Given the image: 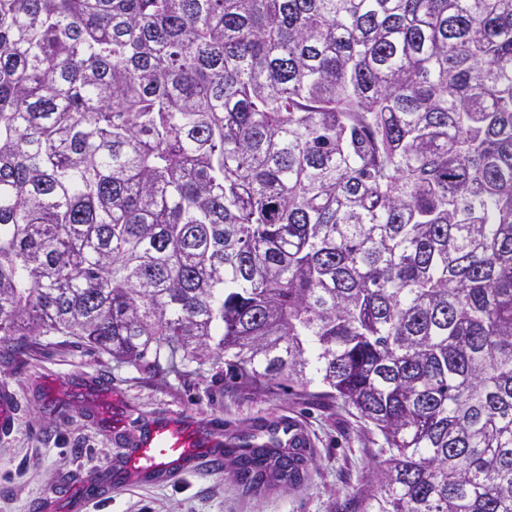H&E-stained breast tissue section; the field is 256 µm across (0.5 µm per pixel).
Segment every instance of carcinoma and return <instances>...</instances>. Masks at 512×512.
<instances>
[{
  "instance_id": "obj_1",
  "label": "carcinoma",
  "mask_w": 512,
  "mask_h": 512,
  "mask_svg": "<svg viewBox=\"0 0 512 512\" xmlns=\"http://www.w3.org/2000/svg\"><path fill=\"white\" fill-rule=\"evenodd\" d=\"M50 335L319 383L362 512H512V0H0V346Z\"/></svg>"
}]
</instances>
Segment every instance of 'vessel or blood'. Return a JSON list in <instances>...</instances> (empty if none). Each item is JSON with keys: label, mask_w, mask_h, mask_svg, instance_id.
<instances>
[{"label": "vessel or blood", "mask_w": 512, "mask_h": 512, "mask_svg": "<svg viewBox=\"0 0 512 512\" xmlns=\"http://www.w3.org/2000/svg\"><path fill=\"white\" fill-rule=\"evenodd\" d=\"M273 434L285 447L303 448L309 444L302 425L293 419L279 420ZM221 443L219 431L188 424L178 417L149 424L141 434V449L130 467V478L135 481L146 472H170L175 461L196 459L201 448Z\"/></svg>", "instance_id": "vessel-or-blood-1"}]
</instances>
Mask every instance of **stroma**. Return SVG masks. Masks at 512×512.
I'll use <instances>...</instances> for the list:
<instances>
[{
	"label": "stroma",
	"mask_w": 512,
	"mask_h": 512,
	"mask_svg": "<svg viewBox=\"0 0 512 512\" xmlns=\"http://www.w3.org/2000/svg\"><path fill=\"white\" fill-rule=\"evenodd\" d=\"M2 391L15 415L0 429V512H43L47 490L78 489L110 470L124 423L178 416L229 442L288 416L305 429L313 461L299 487L255 493L204 458L159 483L112 486L87 512H355V492L386 457L382 437L352 406L232 381L208 359L157 372L41 336L28 357L0 358Z\"/></svg>",
	"instance_id": "obj_1"
}]
</instances>
